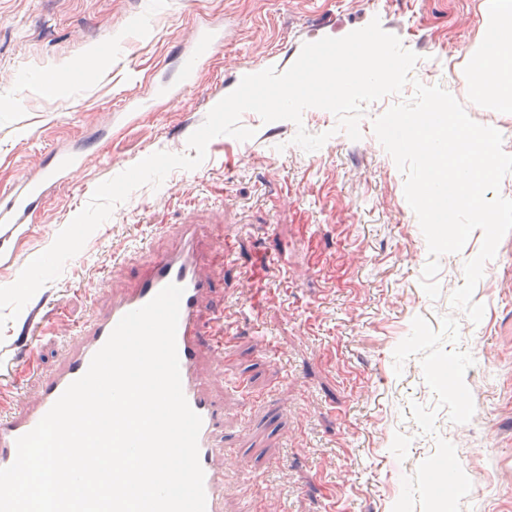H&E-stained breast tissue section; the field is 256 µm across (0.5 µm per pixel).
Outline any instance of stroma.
Returning a JSON list of instances; mask_svg holds the SVG:
<instances>
[{
    "label": "stroma",
    "mask_w": 512,
    "mask_h": 512,
    "mask_svg": "<svg viewBox=\"0 0 512 512\" xmlns=\"http://www.w3.org/2000/svg\"><path fill=\"white\" fill-rule=\"evenodd\" d=\"M483 0H0V188L37 175L45 155L83 149L88 166L47 200L21 246L29 263L83 209L96 186L160 151L188 150L216 99L243 76L287 70L305 43L341 38L379 20L419 57L412 75L460 94L470 117L496 125L512 155V112L472 86ZM224 30L199 75L201 94L140 117L109 122L146 96L147 76L175 69L193 24ZM49 68L69 76L47 89ZM366 107L353 141L320 108L301 124L263 122L222 135L196 169L171 172L117 205L55 281L28 302L43 337L27 340L24 318L0 331L14 348L25 390L30 365L63 359L62 337L106 307L145 270L141 241L165 244L164 228L194 212L232 251L210 273L229 320L246 323L212 379L224 400V512H512V232L486 263L475 302L480 323L453 309L451 293L481 247L474 231L461 253L440 259V295L420 285L429 255L404 197V176L373 131L394 105ZM328 133L307 152L298 127ZM453 462L452 471L443 463Z\"/></svg>",
    "instance_id": "35a3bbf8"
}]
</instances>
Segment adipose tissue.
Instances as JSON below:
<instances>
[{
  "label": "adipose tissue",
  "mask_w": 512,
  "mask_h": 512,
  "mask_svg": "<svg viewBox=\"0 0 512 512\" xmlns=\"http://www.w3.org/2000/svg\"><path fill=\"white\" fill-rule=\"evenodd\" d=\"M484 37L473 56L476 86L490 101L512 99V0H487Z\"/></svg>",
  "instance_id": "ef3b65f1"
}]
</instances>
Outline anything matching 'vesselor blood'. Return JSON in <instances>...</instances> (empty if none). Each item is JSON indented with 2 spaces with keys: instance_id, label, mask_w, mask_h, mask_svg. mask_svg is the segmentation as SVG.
I'll return each instance as SVG.
<instances>
[{
  "instance_id": "b4317fda",
  "label": "vessel or blood",
  "mask_w": 512,
  "mask_h": 512,
  "mask_svg": "<svg viewBox=\"0 0 512 512\" xmlns=\"http://www.w3.org/2000/svg\"><path fill=\"white\" fill-rule=\"evenodd\" d=\"M204 55L183 54L180 67L157 84V95L173 104L197 87V74L208 64ZM85 158L51 150L49 164L38 176L19 179L0 191V261L14 262L15 246L33 224L57 187L82 170ZM208 227L194 214L172 225L170 246L152 254L148 269L132 288L113 294L105 308L72 330L64 359L46 372L36 373L38 389L18 409L0 411V468L16 458V440L31 431L65 389L88 369L93 355L103 346L120 319L142 307L168 284L184 289L176 332V345L184 396L202 418L198 437L199 461L204 471L206 512H224V455L218 439L224 432V403L213 391L210 373L226 368V354L235 332L224 323V310L213 302L214 284L206 265L224 254L223 244L202 250ZM14 355L0 354V394H20L14 379Z\"/></svg>"
}]
</instances>
